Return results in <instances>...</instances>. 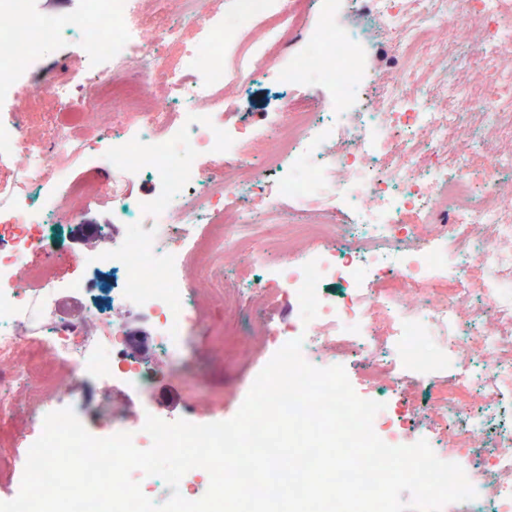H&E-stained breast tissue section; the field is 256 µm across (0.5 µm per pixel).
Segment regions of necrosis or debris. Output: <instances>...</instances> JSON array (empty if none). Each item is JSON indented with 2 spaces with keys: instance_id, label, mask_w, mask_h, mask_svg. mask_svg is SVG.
<instances>
[{
  "instance_id": "obj_1",
  "label": "necrosis or debris",
  "mask_w": 512,
  "mask_h": 512,
  "mask_svg": "<svg viewBox=\"0 0 512 512\" xmlns=\"http://www.w3.org/2000/svg\"><path fill=\"white\" fill-rule=\"evenodd\" d=\"M298 0H83L74 16L46 17L34 0H0V414L11 390L37 395L19 436L34 443L45 416L67 408L68 386L33 382L44 357L88 376L99 394L126 389L141 410L112 433L139 436L151 412L147 368L131 357L110 318L88 311L98 329L59 318V292L90 296L88 281H62L50 260L16 267L59 224L79 221L100 198L130 232L80 260L89 272L115 270L124 285L110 307L151 322L155 346L176 357L203 329L200 299L224 311L269 308L281 290L309 310L301 333L337 364L360 358L359 396L371 399L404 379L422 383L449 369L432 392L437 419L454 430L450 452L466 467L497 412L490 396L512 391V199L500 179L512 152L491 155L481 175L470 157L479 143L457 139L468 120L512 135V0H319L316 36L281 61L298 28ZM359 21L344 24V4ZM391 35L396 63L371 79L364 47ZM75 38L54 76L28 75L46 45ZM447 45L478 82H457L453 66L429 77L431 48ZM320 79L328 96L317 110L288 98L270 122L243 125L224 115L227 89L265 79L297 88ZM87 85L89 96L76 98ZM49 111L19 114L16 98ZM49 131L28 137L31 121ZM233 153L231 170L197 173L190 156ZM81 158L86 174L63 167ZM120 182H103L99 165ZM146 181L132 197L126 184ZM351 220L344 234L338 211ZM432 225L418 239L406 214ZM202 277L191 283L185 267ZM479 279L478 302L469 282ZM341 281L344 293L324 292ZM453 286L442 289L443 281ZM495 455L469 472L475 499L464 512H512V426L494 438Z\"/></svg>"
}]
</instances>
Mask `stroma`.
Returning a JSON list of instances; mask_svg holds the SVG:
<instances>
[{"mask_svg": "<svg viewBox=\"0 0 512 512\" xmlns=\"http://www.w3.org/2000/svg\"><path fill=\"white\" fill-rule=\"evenodd\" d=\"M230 109L238 120L260 123L279 111L283 96L270 84L257 82L242 93L230 92ZM126 225L110 221V206L101 203L89 210L80 222L61 224L56 228L50 243L51 250L64 252L66 258L58 266L61 277L86 276L85 267L79 262L81 254L98 250L111 239L122 238ZM306 316L305 308L293 295H281L276 303L261 314L245 313L235 323L232 344H224V308L221 302H213L203 312L205 333L189 337L184 347L187 374L174 377L166 369L167 356L152 352L151 359L161 367L154 376L155 405L158 412L169 419H180L183 409H191L195 418L208 421L217 415L232 418L247 396L246 380L257 376L274 356L276 349L259 340L256 330L270 324L300 325ZM447 371L433 375L428 386L402 385L387 395L392 404L409 407L403 436L405 443L427 440L434 453L450 447L451 436L447 428L431 429V411H428L430 388L444 385ZM75 414L94 427L111 422L112 419H131L134 411L126 395L111 392L105 400L91 398L85 392L75 393L72 401Z\"/></svg>", "mask_w": 512, "mask_h": 512, "instance_id": "1", "label": "stroma"}]
</instances>
